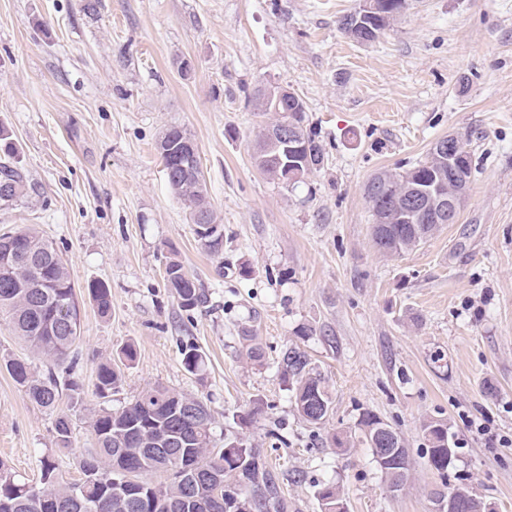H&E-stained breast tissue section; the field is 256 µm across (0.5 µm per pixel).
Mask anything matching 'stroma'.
<instances>
[{"label": "stroma", "mask_w": 512, "mask_h": 512, "mask_svg": "<svg viewBox=\"0 0 512 512\" xmlns=\"http://www.w3.org/2000/svg\"><path fill=\"white\" fill-rule=\"evenodd\" d=\"M358 4L0 0V127L31 187L0 202V233L35 225L81 295L83 403L57 406L72 419L69 447L0 369V461L16 480L38 483L49 458L78 481L93 411L160 384L208 405L216 447L259 449L288 512H320L329 481L348 512H430L445 483L512 512V447L498 442L512 436V0H407L366 45L340 28ZM278 86L303 99L324 149L323 165L292 188L253 160L263 120L254 92ZM173 127L198 148L220 256L166 182L157 143ZM451 133L476 165L457 223L380 254L367 181ZM171 258L198 278L201 307H179L164 278ZM94 282L111 291L110 317L87 292ZM128 343L137 356L124 362ZM253 343L258 364L246 358ZM189 346L204 359L194 373L183 365ZM292 346L326 379L323 424L295 410L280 368ZM106 361L123 374L109 400L96 391ZM366 410L409 451L411 485L399 494L360 438ZM430 418L459 444L444 476L425 458Z\"/></svg>", "instance_id": "obj_1"}]
</instances>
